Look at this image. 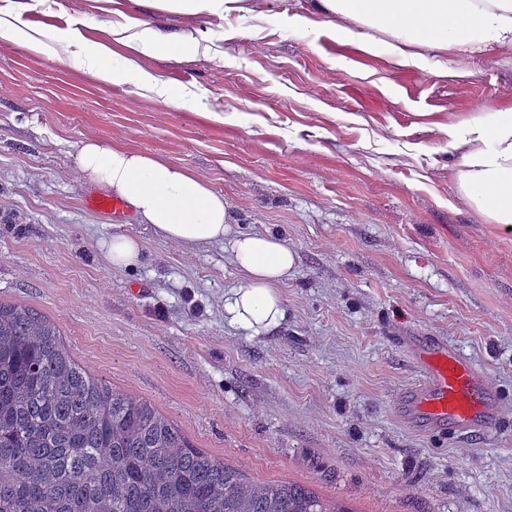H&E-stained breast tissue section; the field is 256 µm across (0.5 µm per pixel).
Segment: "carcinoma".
<instances>
[{"mask_svg": "<svg viewBox=\"0 0 512 512\" xmlns=\"http://www.w3.org/2000/svg\"><path fill=\"white\" fill-rule=\"evenodd\" d=\"M0 512H343L251 483L150 402L91 377L56 325L0 303Z\"/></svg>", "mask_w": 512, "mask_h": 512, "instance_id": "cac0c4a2", "label": "carcinoma"}]
</instances>
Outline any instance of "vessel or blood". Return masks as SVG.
Returning <instances> with one entry per match:
<instances>
[{
    "instance_id": "obj_1",
    "label": "vessel or blood",
    "mask_w": 512,
    "mask_h": 512,
    "mask_svg": "<svg viewBox=\"0 0 512 512\" xmlns=\"http://www.w3.org/2000/svg\"><path fill=\"white\" fill-rule=\"evenodd\" d=\"M418 356L421 378L399 400L409 419L431 433L480 434L496 428L497 398L473 364L434 339L424 341Z\"/></svg>"
}]
</instances>
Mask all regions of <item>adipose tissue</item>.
Listing matches in <instances>:
<instances>
[{"label": "adipose tissue", "instance_id": "ef3b65f1", "mask_svg": "<svg viewBox=\"0 0 512 512\" xmlns=\"http://www.w3.org/2000/svg\"><path fill=\"white\" fill-rule=\"evenodd\" d=\"M169 15L197 17L237 10L239 0H143ZM330 17L345 18L336 35L366 43L367 30L388 34L385 51L399 64L415 65V45L470 57L512 46V0H315ZM28 0H10L0 9V43L25 42L32 50L61 65H74L109 85H129L134 93L151 95L183 109L193 93L155 78L140 68L138 56L164 53L177 58L198 48L196 29L167 30L134 20L113 31L123 52L101 43L82 41L75 30L45 37L23 21ZM448 147L460 151L457 181L468 205L488 224L512 226V113L478 112L449 121ZM78 167L90 181L123 199L141 223L174 242L226 243L244 282L226 305L234 323L258 336L279 325L284 308L278 292L295 264V254L269 232H233L231 214L221 193L197 172L158 155L121 145L86 139Z\"/></svg>", "mask_w": 512, "mask_h": 512}]
</instances>
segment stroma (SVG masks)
I'll return each instance as SVG.
<instances>
[{"instance_id":"stroma-1","label":"stroma","mask_w":512,"mask_h":512,"mask_svg":"<svg viewBox=\"0 0 512 512\" xmlns=\"http://www.w3.org/2000/svg\"><path fill=\"white\" fill-rule=\"evenodd\" d=\"M314 0H245L188 20L140 0H37L25 20L107 40L138 17L200 30L198 50L142 57L196 94L175 109L0 44V302L54 321L91 376L143 397L195 447L255 483H298L347 512H512V229L459 193L442 129L512 112V46L401 66L336 38ZM305 19L296 32L288 20ZM219 113L212 121L210 113ZM96 137L157 154L221 192L236 232L270 231L296 264L280 325L224 309L243 277L223 244L166 240L88 205L77 155ZM142 244L115 267L112 235ZM440 339L500 403L495 431L428 434L397 411Z\"/></svg>"}]
</instances>
